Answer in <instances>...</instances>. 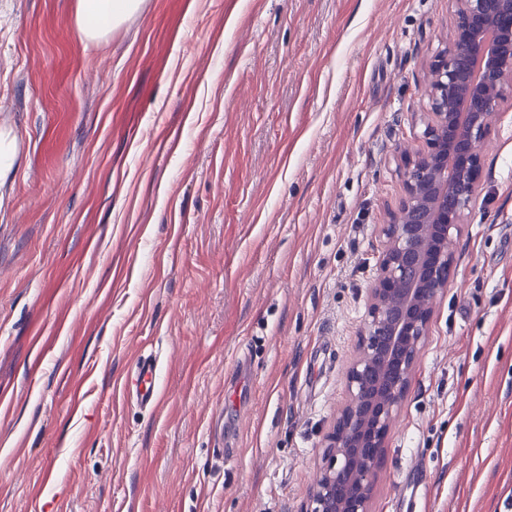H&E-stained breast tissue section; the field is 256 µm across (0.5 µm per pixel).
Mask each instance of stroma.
<instances>
[{
    "label": "stroma",
    "mask_w": 512,
    "mask_h": 512,
    "mask_svg": "<svg viewBox=\"0 0 512 512\" xmlns=\"http://www.w3.org/2000/svg\"><path fill=\"white\" fill-rule=\"evenodd\" d=\"M75 5L0 0V512H301L452 4ZM371 510L512 512L510 91ZM143 0H76L77 33L82 42H98L137 13ZM124 391L142 406H155L157 401V372L156 361L151 355L138 360L134 377L131 380V388L126 382Z\"/></svg>",
    "instance_id": "stroma-1"
}]
</instances>
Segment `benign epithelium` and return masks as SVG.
Returning a JSON list of instances; mask_svg holds the SVG:
<instances>
[{
    "instance_id": "obj_1",
    "label": "benign epithelium",
    "mask_w": 512,
    "mask_h": 512,
    "mask_svg": "<svg viewBox=\"0 0 512 512\" xmlns=\"http://www.w3.org/2000/svg\"><path fill=\"white\" fill-rule=\"evenodd\" d=\"M453 2V43L431 64L425 148L404 158L405 198L380 225L348 400L325 436V465L303 512H370L380 457L455 268L496 107L512 87V0Z\"/></svg>"
}]
</instances>
